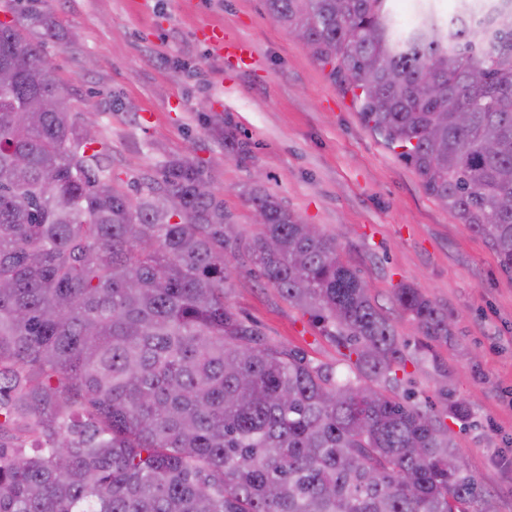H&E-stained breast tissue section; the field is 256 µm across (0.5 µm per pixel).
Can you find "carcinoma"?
I'll return each instance as SVG.
<instances>
[{"instance_id": "cac0c4a2", "label": "carcinoma", "mask_w": 512, "mask_h": 512, "mask_svg": "<svg viewBox=\"0 0 512 512\" xmlns=\"http://www.w3.org/2000/svg\"><path fill=\"white\" fill-rule=\"evenodd\" d=\"M480 2L406 30L389 0L266 6L512 274V0ZM53 33L30 4L0 22V512H474L483 488L448 425L375 388L404 353L336 237L255 184L264 222L244 243L190 158L131 198L45 61ZM244 253L356 356L355 379L238 316ZM394 301L448 341L420 289Z\"/></svg>"}]
</instances>
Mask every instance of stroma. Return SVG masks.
Returning <instances> with one entry per match:
<instances>
[{
	"mask_svg": "<svg viewBox=\"0 0 512 512\" xmlns=\"http://www.w3.org/2000/svg\"><path fill=\"white\" fill-rule=\"evenodd\" d=\"M55 36L45 58L73 114L99 115L96 136L129 193L166 161L196 158L245 237L257 226L241 196L263 170V185L308 224L336 237L391 320L407 356L397 394L434 411L442 389L472 406L454 426L456 448L478 476L491 512H512V276L469 225L428 195L397 150L362 121L342 91L265 0H38ZM207 25L252 46L242 71L201 38ZM230 124L250 152L224 145ZM229 302L276 345L334 368L352 367L318 324L239 263ZM421 288L451 318L447 341H426L400 313L393 291Z\"/></svg>",
	"mask_w": 512,
	"mask_h": 512,
	"instance_id": "1",
	"label": "stroma"
}]
</instances>
